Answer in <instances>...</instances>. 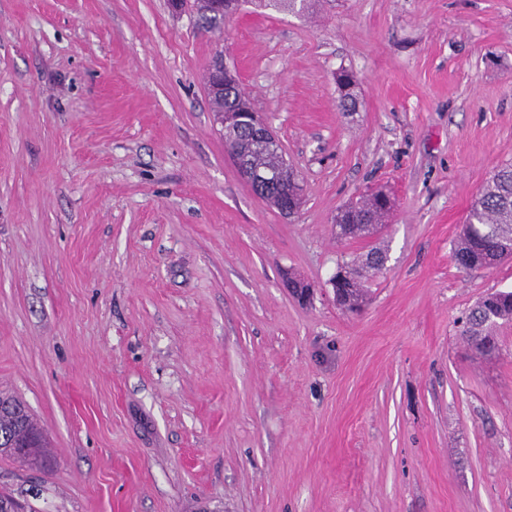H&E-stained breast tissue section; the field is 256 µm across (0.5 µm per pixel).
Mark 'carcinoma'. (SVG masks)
<instances>
[{"label": "carcinoma", "mask_w": 512, "mask_h": 512, "mask_svg": "<svg viewBox=\"0 0 512 512\" xmlns=\"http://www.w3.org/2000/svg\"><path fill=\"white\" fill-rule=\"evenodd\" d=\"M342 108L347 112L355 109L356 97L352 90V77L347 82L338 83ZM242 95L240 88L234 87L224 92L222 98H211L214 111L218 113L236 111V99ZM224 141L227 147L236 148L244 158L255 163L279 169L280 173L293 184L295 176L285 161L279 143H274L261 151L253 148L245 139L241 123L224 127ZM390 207L382 202V196L372 194L356 203L348 205L337 217L336 223L342 225L341 237L346 239L364 238L370 224H380L389 215ZM512 226V164L499 168L486 183L470 205L465 224L459 233L453 251L457 266L464 269L492 267L512 255V249L498 237L486 235L490 227ZM338 269L346 272L348 280L342 288L354 304L363 302L365 288L359 266L344 262ZM495 305L496 321L487 323L482 315L466 318L462 334L481 354H491L498 350L497 338L492 336L496 322L512 320V303L506 298L491 294ZM31 446L30 452L43 455L49 443L47 436L40 430L27 408L11 396L0 395V456L17 458V451L23 446Z\"/></svg>", "instance_id": "1"}]
</instances>
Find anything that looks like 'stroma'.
Segmentation results:
<instances>
[{
  "label": "stroma",
  "mask_w": 512,
  "mask_h": 512,
  "mask_svg": "<svg viewBox=\"0 0 512 512\" xmlns=\"http://www.w3.org/2000/svg\"><path fill=\"white\" fill-rule=\"evenodd\" d=\"M223 55L297 170L282 216L207 94ZM347 71L355 111H342ZM512 162V0H0V393L49 439L0 456L26 512H512V261L459 269ZM393 211L336 234L351 199ZM386 255L362 309L338 263ZM312 286L300 305L287 277ZM511 291H499L502 295L507 296L508 300H511L512 296H508ZM487 297H492V303L495 305L494 314L496 321L493 323L485 324L482 319L481 312L484 311L482 308L479 315H469L466 318L465 326L462 334L467 337L468 341L471 342L472 346L481 354H491L498 350V342L495 336H492L491 332L496 326L499 320L508 321L512 320V303L507 301L505 297L499 298L496 293L490 294ZM485 297V298H487ZM483 298L482 300H484ZM480 300L479 302H481ZM478 302V303H479ZM477 303V304H478Z\"/></svg>",
  "instance_id": "1"
}]
</instances>
